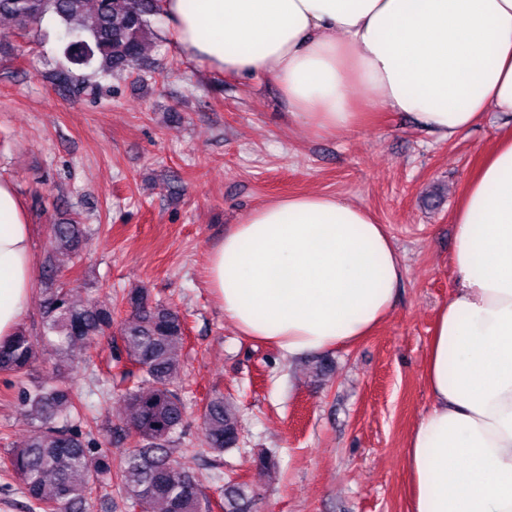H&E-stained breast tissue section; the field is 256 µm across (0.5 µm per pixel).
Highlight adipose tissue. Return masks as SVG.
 <instances>
[{"label":"adipose tissue","instance_id":"ef3b65f1","mask_svg":"<svg viewBox=\"0 0 512 512\" xmlns=\"http://www.w3.org/2000/svg\"><path fill=\"white\" fill-rule=\"evenodd\" d=\"M162 11L181 54L269 79L318 136L388 111L445 142L498 113L454 212V287L405 469L409 512H512V0H163ZM207 267L225 320L291 361L371 336L405 272L369 209L320 191L255 207ZM37 281L28 214L0 180V343Z\"/></svg>","mask_w":512,"mask_h":512}]
</instances>
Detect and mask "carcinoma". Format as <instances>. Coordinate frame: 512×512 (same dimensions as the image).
<instances>
[{"label":"carcinoma","instance_id":"carcinoma-1","mask_svg":"<svg viewBox=\"0 0 512 512\" xmlns=\"http://www.w3.org/2000/svg\"><path fill=\"white\" fill-rule=\"evenodd\" d=\"M162 0H0V18L25 34L47 15L55 17L69 39L64 43L66 65L55 73L58 85H81L95 90L75 70L91 68L120 74L144 65V48L154 35L153 18L162 14ZM57 250L78 253L87 239V227L68 217L48 225ZM128 316L119 336L131 385L122 394L128 409V430L137 445L117 466L132 505L141 512H252L254 494L245 482L228 479L220 502L211 501L193 474L183 467L172 448L183 426L185 407L174 388L181 372L185 324L180 314L136 288L122 298ZM43 346L59 363L78 359L77 347L112 332L114 311L92 302L76 304L70 288L58 284L46 289L43 301ZM38 342L24 331L0 343V373L18 374L37 360ZM21 405L38 422L37 430L21 448H12L3 465L21 481L33 509L40 512H89L99 477L111 472L106 457L91 459L92 449L81 433L69 426L79 412L74 391L52 381L23 393ZM202 430L209 450L221 456L238 446L240 432L235 407L222 397L204 407Z\"/></svg>","mask_w":512,"mask_h":512}]
</instances>
